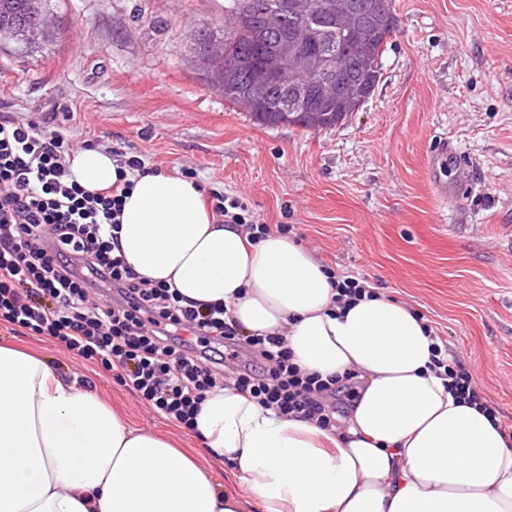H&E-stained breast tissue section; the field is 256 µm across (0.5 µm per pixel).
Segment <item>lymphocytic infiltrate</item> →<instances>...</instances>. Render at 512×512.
<instances>
[{
  "instance_id": "1",
  "label": "lymphocytic infiltrate",
  "mask_w": 512,
  "mask_h": 512,
  "mask_svg": "<svg viewBox=\"0 0 512 512\" xmlns=\"http://www.w3.org/2000/svg\"><path fill=\"white\" fill-rule=\"evenodd\" d=\"M56 119L53 112L0 119V324L114 372L154 413L188 431L207 394L228 379L283 417L335 427L339 378L302 373L282 336L241 334L223 305L187 303L114 253L123 201L151 168L143 156L118 154L116 181L88 193L69 179L74 147L54 130ZM207 196L217 223L245 225L249 243L291 231L259 223L239 198ZM181 332L200 351L178 341ZM429 338L433 367L451 391L483 404L447 343L434 332Z\"/></svg>"
}]
</instances>
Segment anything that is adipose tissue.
<instances>
[{
    "label": "adipose tissue",
    "instance_id": "adipose-tissue-1",
    "mask_svg": "<svg viewBox=\"0 0 512 512\" xmlns=\"http://www.w3.org/2000/svg\"><path fill=\"white\" fill-rule=\"evenodd\" d=\"M103 150L70 173L96 193L116 179ZM116 253L185 300L221 303L244 333H280L301 370L353 374L336 428L285 418L233 385L208 394L196 433L232 462L243 495L164 436L136 428L46 358L0 346V512H512V447L490 413L431 368L426 322L378 293L339 297L324 265L284 235L249 244L189 179L139 178Z\"/></svg>",
    "mask_w": 512,
    "mask_h": 512
}]
</instances>
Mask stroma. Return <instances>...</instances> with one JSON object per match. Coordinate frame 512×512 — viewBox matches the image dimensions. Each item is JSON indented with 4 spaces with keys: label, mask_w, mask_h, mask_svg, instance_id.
Here are the masks:
<instances>
[{
    "label": "stroma",
    "mask_w": 512,
    "mask_h": 512,
    "mask_svg": "<svg viewBox=\"0 0 512 512\" xmlns=\"http://www.w3.org/2000/svg\"><path fill=\"white\" fill-rule=\"evenodd\" d=\"M399 20L382 77L332 129L266 128L225 102L194 35H224L222 0H57L59 35L38 52H0V118L59 106L74 145L147 156L241 198L337 274L365 279L432 325L512 427V0H393ZM455 147L441 178L425 160ZM0 345L42 354L92 381L135 427L171 436L208 465L193 433L151 412L111 373L50 340L0 329ZM448 158V140L441 141L437 148L428 155L426 159V169L429 174L431 189L433 195L443 201H448V186L440 179L436 178L438 169L446 162Z\"/></svg>",
    "instance_id": "35a3bbf8"
}]
</instances>
